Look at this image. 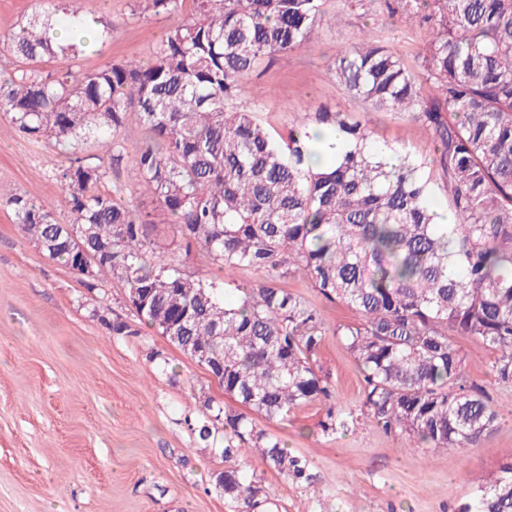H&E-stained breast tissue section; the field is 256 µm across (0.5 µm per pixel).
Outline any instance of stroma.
<instances>
[{
    "mask_svg": "<svg viewBox=\"0 0 512 512\" xmlns=\"http://www.w3.org/2000/svg\"><path fill=\"white\" fill-rule=\"evenodd\" d=\"M81 4L86 18L112 29L111 41L81 55L88 73L114 61L147 59L172 24L133 15V0ZM324 10L317 37L260 67L258 119L284 135L313 127L317 107L325 104L368 117L376 145L430 160L428 132L400 113L370 110L337 88L330 71L363 28L420 72L428 30L389 16L378 0H326ZM54 157L48 142L19 136L0 116V185L53 202L66 222L67 197L50 174ZM287 287L321 308L329 327L358 319L326 303L304 276L291 277ZM108 303L106 320L131 319L119 285L109 287ZM95 307L77 275L45 258L0 205V512H234L215 487L223 460L189 428L204 398L224 400L223 389L154 330L112 335ZM455 342L498 414L477 447L422 448L365 421L354 432L323 435L318 423L328 404L359 410L362 391L356 361L329 334L317 360L331 375L330 403H309L282 423H260L308 457L317 483L306 489L286 482L248 451L238 467L261 475L280 512H458L473 496V478L494 479L512 462V384L494 379V355L481 342L467 336ZM153 348L168 358V368L148 360Z\"/></svg>",
    "mask_w": 512,
    "mask_h": 512,
    "instance_id": "1",
    "label": "stroma"
}]
</instances>
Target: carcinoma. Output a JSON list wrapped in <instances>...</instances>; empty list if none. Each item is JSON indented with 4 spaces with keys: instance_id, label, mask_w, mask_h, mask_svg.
I'll list each match as a JSON object with an SVG mask.
<instances>
[{
    "instance_id": "cac0c4a2",
    "label": "carcinoma",
    "mask_w": 512,
    "mask_h": 512,
    "mask_svg": "<svg viewBox=\"0 0 512 512\" xmlns=\"http://www.w3.org/2000/svg\"><path fill=\"white\" fill-rule=\"evenodd\" d=\"M18 30L0 35V114L31 141L49 140L67 164H53L71 219L20 189L0 203L50 260L78 275L107 305V283L125 290L134 319L106 323L114 336L154 329L186 358L224 337V373L212 378L235 405L209 398L192 424L215 445L224 428L217 485L240 512L275 506L262 478L237 468L242 450L298 487L316 482L309 459L255 417L290 413L332 397L330 373L313 357L326 334L323 312L283 287L305 275L357 323L334 334L358 363L361 412L386 435L430 448H473L498 414L466 371L453 337L495 353L491 372L512 384V0H398L405 18L431 39L416 75L399 53L360 31L331 66L336 86L378 110L404 113L437 144L432 163L446 181L452 224L434 223L428 162L398 155L388 166L371 146L367 118L322 105L316 122L351 146L325 169L312 167L318 135L276 138L256 111L236 101L263 61L308 42L325 0H192L147 60L110 63L92 73L71 64L45 72V59L76 60L86 45L54 36L56 0ZM64 25L83 31L71 5ZM186 0H136L144 18L184 12ZM436 95L426 97L423 84ZM98 148L95 161L83 156ZM124 165L151 195L147 210L111 184ZM172 243L207 259L212 272L188 274L161 252L157 219ZM242 269L265 278L236 286ZM357 427L351 411L328 407L325 436ZM459 512H512V464Z\"/></svg>"
}]
</instances>
